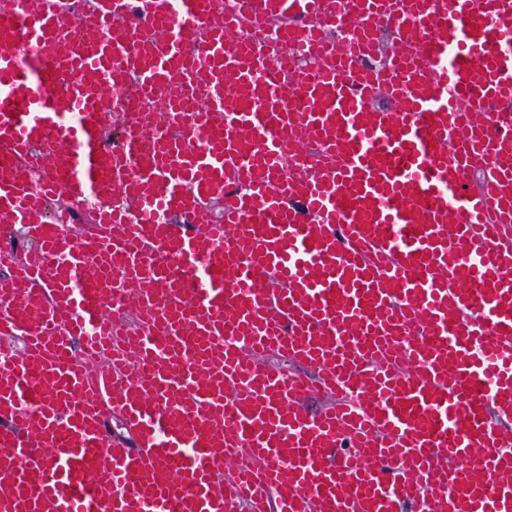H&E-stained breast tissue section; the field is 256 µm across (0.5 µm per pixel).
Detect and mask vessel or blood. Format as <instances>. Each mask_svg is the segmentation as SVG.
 <instances>
[{
    "label": "vessel or blood",
    "instance_id": "1",
    "mask_svg": "<svg viewBox=\"0 0 512 512\" xmlns=\"http://www.w3.org/2000/svg\"><path fill=\"white\" fill-rule=\"evenodd\" d=\"M237 3L0 0V512H512V0Z\"/></svg>",
    "mask_w": 512,
    "mask_h": 512
}]
</instances>
